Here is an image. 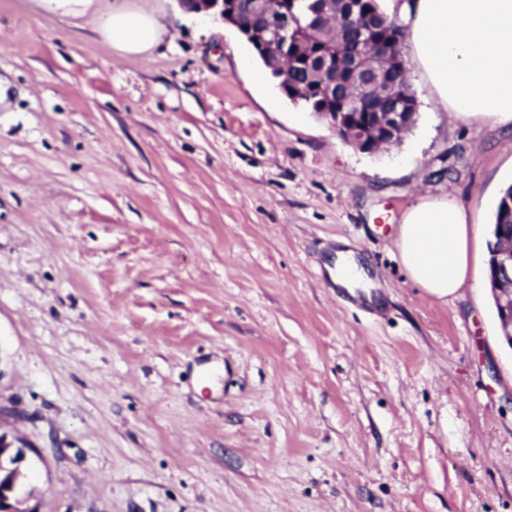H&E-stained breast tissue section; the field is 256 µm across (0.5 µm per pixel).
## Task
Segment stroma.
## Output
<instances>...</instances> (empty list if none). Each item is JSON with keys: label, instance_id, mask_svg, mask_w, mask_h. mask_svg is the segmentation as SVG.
Masks as SVG:
<instances>
[{"label": "stroma", "instance_id": "35a3bbf8", "mask_svg": "<svg viewBox=\"0 0 512 512\" xmlns=\"http://www.w3.org/2000/svg\"><path fill=\"white\" fill-rule=\"evenodd\" d=\"M128 55L0 0V429L36 512H512V348L486 269L512 133L438 111L360 152L232 26L178 0ZM429 195L471 211L475 278L413 282ZM378 318L336 294L337 251Z\"/></svg>", "mask_w": 512, "mask_h": 512}]
</instances>
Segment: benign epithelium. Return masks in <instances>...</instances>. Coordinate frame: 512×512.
Masks as SVG:
<instances>
[{"label": "benign epithelium", "instance_id": "7a95c632", "mask_svg": "<svg viewBox=\"0 0 512 512\" xmlns=\"http://www.w3.org/2000/svg\"><path fill=\"white\" fill-rule=\"evenodd\" d=\"M197 13L213 12L235 27L263 52L264 61L277 72L286 96L299 97L327 90L336 96L332 109L318 116L327 121L336 135L356 148L375 149L401 138L410 109L418 106L410 99L403 37L399 34L374 40L367 27L354 25L348 31V50L321 49L312 41L295 42L290 35V19L283 0H179ZM318 68L322 82L308 87L306 70ZM509 222L495 225L491 242L488 280L496 307L501 336L512 348V234ZM29 446L0 431V470L12 474V491H17L21 468L28 460Z\"/></svg>", "mask_w": 512, "mask_h": 512}]
</instances>
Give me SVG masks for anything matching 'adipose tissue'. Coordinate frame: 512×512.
I'll use <instances>...</instances> for the list:
<instances>
[{
    "label": "adipose tissue",
    "instance_id": "adipose-tissue-1",
    "mask_svg": "<svg viewBox=\"0 0 512 512\" xmlns=\"http://www.w3.org/2000/svg\"><path fill=\"white\" fill-rule=\"evenodd\" d=\"M412 64L436 104L456 120L483 117L512 128V0H398ZM113 47L142 54L159 47L166 24L114 0L100 18ZM476 222L456 200L428 196L406 211L397 241L411 277L445 298L471 278L469 232Z\"/></svg>",
    "mask_w": 512,
    "mask_h": 512
}]
</instances>
